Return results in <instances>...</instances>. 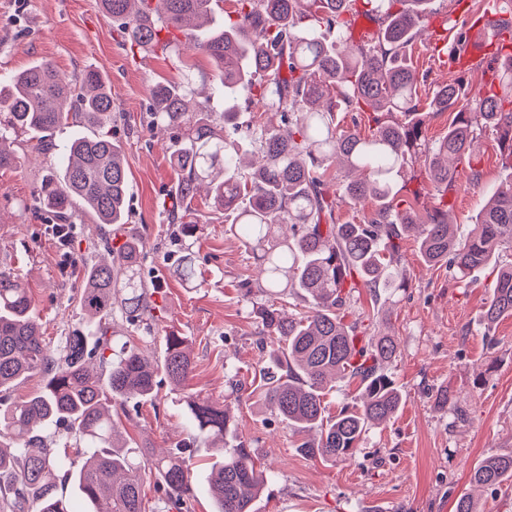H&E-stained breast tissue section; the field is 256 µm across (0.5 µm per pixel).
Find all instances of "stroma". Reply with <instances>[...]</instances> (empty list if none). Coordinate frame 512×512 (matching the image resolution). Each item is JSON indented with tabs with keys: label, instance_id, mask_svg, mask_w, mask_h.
<instances>
[{
	"label": "stroma",
	"instance_id": "35a3bbf8",
	"mask_svg": "<svg viewBox=\"0 0 512 512\" xmlns=\"http://www.w3.org/2000/svg\"><path fill=\"white\" fill-rule=\"evenodd\" d=\"M409 61L428 80L419 89L427 142L444 136L452 119L427 106L449 74L427 37L409 47ZM47 61L66 77L100 72L112 92L116 119L110 133L125 153L130 186L129 228L149 251L144 273L160 290L154 299L159 329L150 335L113 313L114 343L139 347L154 360L163 355L162 332L172 330L191 345L192 391L228 400L236 436L266 470L268 483L252 512H454L455 501L474 492L470 473L492 453L512 452V317L485 329L481 315L493 276L470 278L447 266L426 265L416 235L401 242L409 288L382 293L380 329L394 336L400 354L389 369L403 404L383 428L369 430L357 455L333 463L305 456L297 438L257 402L266 359L257 347L262 330L249 300L237 287L254 277L251 253L228 230L223 213L192 203L197 229L192 246L197 278L186 286L175 269L184 253L165 209L175 183L168 137L148 131L143 119L156 81H179L181 71L163 54L123 46L99 0H0V77ZM18 163L0 171V267L24 274L35 298V316L46 342L60 349L65 336L83 327L79 276H65L64 257L45 215L31 200L49 160L19 134ZM479 179L460 170L450 194V218L467 235L485 199L512 174L491 142L479 151ZM448 391L437 404V389ZM118 417L130 439L159 451L190 446V512H213L207 492L210 449L192 447L182 391L158 386L155 402L129 401Z\"/></svg>",
	"mask_w": 512,
	"mask_h": 512
}]
</instances>
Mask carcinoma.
Instances as JSON below:
<instances>
[{
	"instance_id": "obj_1",
	"label": "carcinoma",
	"mask_w": 512,
	"mask_h": 512,
	"mask_svg": "<svg viewBox=\"0 0 512 512\" xmlns=\"http://www.w3.org/2000/svg\"><path fill=\"white\" fill-rule=\"evenodd\" d=\"M430 2L366 0L381 26L348 50L342 43L350 41L357 0H236L222 20L220 0H102L130 50L159 51L184 71L177 84L150 87L147 129L170 134L178 201L205 187L211 209L232 215L229 232L258 261L260 280L246 278L239 288L247 299L254 288L274 298L252 302L262 325L258 345L272 344L259 400L293 434L305 436L298 447L310 458L352 459L365 433L386 426L400 410L401 392L386 373L398 357L396 342L374 330L373 318L352 311L363 289L376 300L382 288L409 287L399 240L418 232L426 264L446 265L463 276L483 271L504 244H512V175L464 238L448 222L447 201L456 183L453 164L463 162L471 178L480 177L473 161L488 131L512 169V54L490 52L471 60V68L482 73L483 91L465 107L463 78L437 87L430 109L454 117L448 133L428 144L417 118L418 89L428 74L407 62L406 51L427 24ZM494 13L512 36V0H501ZM441 29L439 39L454 36L448 64L456 66L463 33L449 15ZM184 40L211 62L205 75L211 95L205 98H198L196 75L182 59ZM7 82V91L0 84V111L7 113L0 127V169L17 160L5 147L10 134L39 135L37 150L52 157L54 133L83 127L87 133L71 138L62 161L49 165L34 187L33 205L68 227L81 211L100 224L130 223L124 151L103 133L115 113L101 75L87 70L69 81L45 61ZM242 95L280 122L260 124L230 108L214 109L212 97ZM342 107L356 113L349 127L337 121ZM338 158L355 173L340 195L331 174ZM419 160L441 192L438 206L424 213L412 202L417 192L397 188L401 174ZM339 201L360 217L341 221ZM167 219L183 239L193 238L196 221L185 208L168 209ZM147 259L143 239L129 235L111 262L86 266L81 306L87 331L65 337L61 356L42 336L24 276L0 269V496L13 512H75L66 495L69 482L92 506L88 512H145L148 476L162 492L161 512H188L190 470L182 451L139 462L141 452L122 444L112 418L117 405L156 397L158 371L185 390L194 370L186 339L173 331L163 336L160 366L134 346L112 347L115 309L133 327L147 330L157 320L149 295L158 284L143 277ZM298 297L305 309L285 315L289 300ZM505 316L512 317V263L496 265L482 321L490 329ZM101 370L108 375L106 386ZM35 374L45 379L41 393L8 399L19 380ZM338 378L359 383V403L333 416L325 397ZM185 416L194 439L220 456L208 477L215 512H252L265 479L243 445L227 447L235 431L229 405L188 392ZM58 436L62 447L86 457L78 469L44 445ZM471 482L491 491L512 485V452L486 456Z\"/></svg>"
}]
</instances>
